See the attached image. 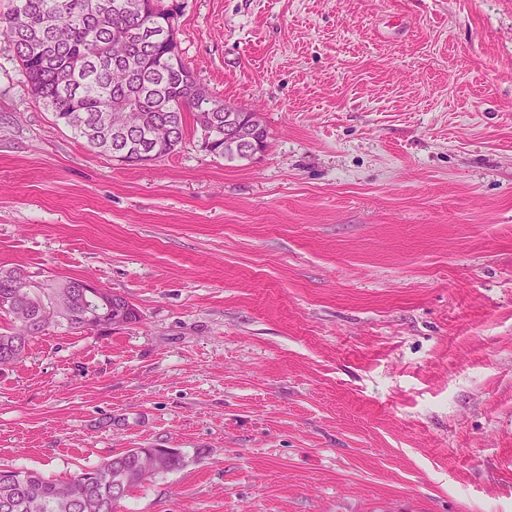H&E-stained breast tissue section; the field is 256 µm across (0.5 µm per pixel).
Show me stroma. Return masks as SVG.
<instances>
[{"label": "stroma", "mask_w": 512, "mask_h": 512, "mask_svg": "<svg viewBox=\"0 0 512 512\" xmlns=\"http://www.w3.org/2000/svg\"><path fill=\"white\" fill-rule=\"evenodd\" d=\"M170 2L261 156L93 152L0 36V266L140 313L0 370V466L179 449L118 512H512V0Z\"/></svg>", "instance_id": "35a3bbf8"}]
</instances>
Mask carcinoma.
I'll return each mask as SVG.
<instances>
[{"label":"carcinoma","instance_id":"carcinoma-1","mask_svg":"<svg viewBox=\"0 0 512 512\" xmlns=\"http://www.w3.org/2000/svg\"><path fill=\"white\" fill-rule=\"evenodd\" d=\"M135 0H11L0 14V35L13 43L32 95L52 114L55 125L82 139L88 147L112 152V128L102 122L106 108L134 98L154 111L174 131L168 144L155 147L146 130L129 135L125 148L135 154L156 150L159 158L178 149L185 137L187 115L194 123L210 119L208 153L226 161L251 156L224 149V127L239 113L210 96L170 44L177 13L165 0H155L150 14L132 9ZM65 25L69 36L52 41L50 24ZM128 37L131 51L114 63L108 54L113 39ZM74 278L37 281L19 268H0V369L18 360L25 346L42 335L39 328L15 320L18 306L30 317L57 302L59 325L70 330L112 327V319L137 320L129 300L113 295L105 309L69 287ZM180 451L128 448L111 458L81 468L66 479L31 469L0 468V512H116L133 490L149 479L181 468Z\"/></svg>","mask_w":512,"mask_h":512}]
</instances>
